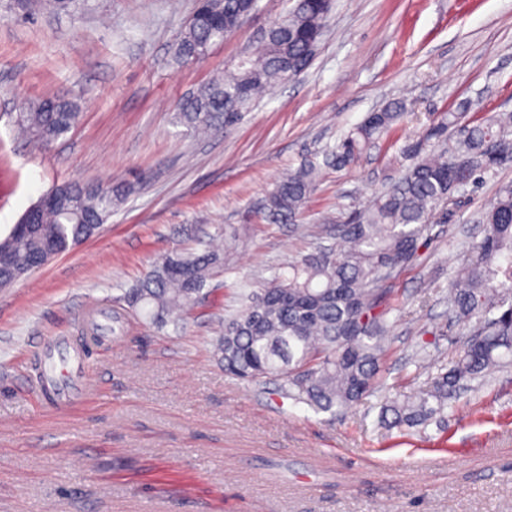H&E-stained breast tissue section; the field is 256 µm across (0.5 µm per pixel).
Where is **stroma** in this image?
<instances>
[{
	"label": "stroma",
	"mask_w": 512,
	"mask_h": 512,
	"mask_svg": "<svg viewBox=\"0 0 512 512\" xmlns=\"http://www.w3.org/2000/svg\"><path fill=\"white\" fill-rule=\"evenodd\" d=\"M293 4L260 0L204 60L183 62L173 48L195 0H0V238L55 184L122 194L96 237L0 289V512H512V366L402 437L368 404L334 418L277 380L226 376L213 356L239 290L313 250L308 225L363 208L440 113L512 112V0H333L304 73L223 132L180 124L182 99L253 53ZM52 95L77 99L78 127L47 148L19 138L16 114ZM398 98L403 121L337 167L344 133ZM312 157L323 174L301 216L265 221L257 202ZM505 183L512 165L468 187L390 281L383 376L395 391L413 392L419 347L454 353L448 275ZM242 225L183 328L154 331L127 308L124 291L157 257Z\"/></svg>",
	"instance_id": "stroma-1"
}]
</instances>
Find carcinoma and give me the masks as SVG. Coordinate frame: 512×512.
I'll return each mask as SVG.
<instances>
[{"label":"carcinoma","instance_id":"1","mask_svg":"<svg viewBox=\"0 0 512 512\" xmlns=\"http://www.w3.org/2000/svg\"><path fill=\"white\" fill-rule=\"evenodd\" d=\"M248 8L247 0L201 4L176 43V58H204L238 29ZM330 9L329 0H295L244 63L181 102L180 123L207 134L241 120L256 94L283 81L320 42ZM407 110L404 100L395 99L366 115L336 146V164L357 160ZM79 115L76 100L55 96L25 106L17 125L35 143L49 146L71 132ZM504 157L512 159L511 112L442 113L423 138L402 149L399 176L366 208L336 225L344 250L320 245L289 260L224 317L211 345L225 374L243 381L274 377L289 398L333 415L381 391L391 341L382 282L417 258L429 225L447 221L457 195L496 174ZM318 170L312 158L288 170L261 202L265 217L294 222L315 190ZM115 200L112 187L99 183L52 187L34 206L31 223L14 225L0 239V271L16 270L46 253L60 255L97 236ZM480 234L461 267L448 276V313L469 325V332L458 338L447 362L424 350L411 358L412 380L424 375L426 381L408 395L384 398L378 424L388 431L418 430L444 415L461 389L512 364V184L484 208ZM238 240L234 232L222 248L160 256L125 292L124 302L157 330L184 319Z\"/></svg>","mask_w":512,"mask_h":512}]
</instances>
